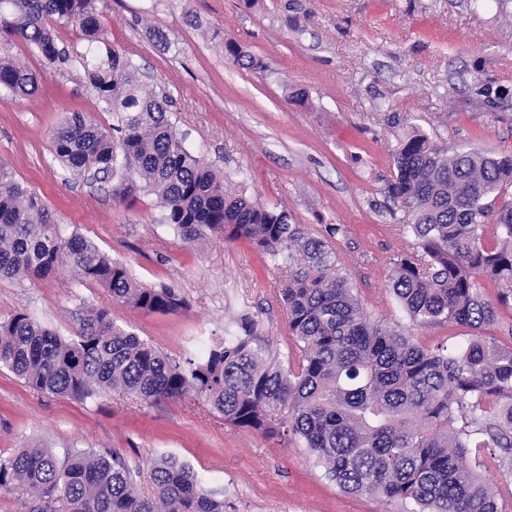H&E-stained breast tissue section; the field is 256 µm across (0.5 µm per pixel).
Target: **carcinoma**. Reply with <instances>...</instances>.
<instances>
[{"label": "carcinoma", "instance_id": "carcinoma-1", "mask_svg": "<svg viewBox=\"0 0 512 512\" xmlns=\"http://www.w3.org/2000/svg\"><path fill=\"white\" fill-rule=\"evenodd\" d=\"M103 0H4L0 34L59 68L78 63L112 126L68 112L53 128L54 154L75 177L114 181L132 204L153 196L161 223L187 243L212 235L246 240L281 274V300L296 356L281 365L246 316L198 360L180 365L86 306L63 337L33 315L0 319V366L31 389L86 399L120 390L146 404L192 397L224 420L296 439L342 491L410 506L409 512H508L512 508V155L460 149L449 154L414 132L393 157L386 189L410 207L400 230L416 250L394 263L388 287L413 327L477 331L463 343L428 346L373 319L333 241L329 224L310 235L288 213L232 187L171 121L172 99L144 91L131 54L112 46ZM85 43L74 56L60 31ZM41 79L0 56V90L31 98ZM67 262L81 286L147 313L184 309L169 285L141 286L127 267L76 233L0 163V278L47 279ZM286 405L288 425L271 412ZM110 450L57 456L40 444L0 454V490L21 512H224L187 463H151L154 494Z\"/></svg>", "mask_w": 512, "mask_h": 512}]
</instances>
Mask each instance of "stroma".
Returning <instances> with one entry per match:
<instances>
[{
  "instance_id": "stroma-1",
  "label": "stroma",
  "mask_w": 512,
  "mask_h": 512,
  "mask_svg": "<svg viewBox=\"0 0 512 512\" xmlns=\"http://www.w3.org/2000/svg\"><path fill=\"white\" fill-rule=\"evenodd\" d=\"M103 17L114 43L136 48L145 89L169 93L178 130L237 189L281 203L312 234L345 227L341 266L375 319L409 328L424 345L463 335L452 325L410 328L389 292L393 264L415 240L400 234L410 209L386 184L393 153L415 129L450 152L512 153V0L481 10L471 0H108ZM228 41L254 66L239 65ZM3 50L43 82L35 97H0V161L139 284L173 286L186 306L174 314L130 309L105 288L76 285L65 269L48 280H0V318L28 312L70 336L78 310L96 306L182 363L249 316L287 360L293 344L277 271L242 241H182L160 224L153 197L129 206L110 183L71 176L50 139L61 113L91 112L106 126L111 114L98 111L80 66L59 70L19 41H1ZM479 83L506 90L504 104L480 106ZM35 442L60 455L117 451L139 469L146 496L151 461L178 457L223 496L224 512H405L342 492L301 443L234 426L200 400L146 404L121 391L57 397L0 368V454Z\"/></svg>"
}]
</instances>
